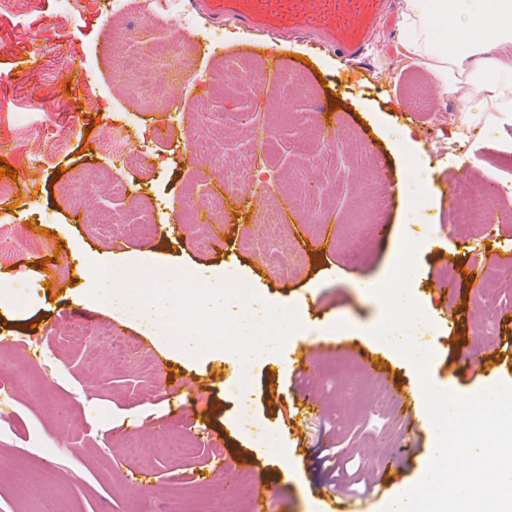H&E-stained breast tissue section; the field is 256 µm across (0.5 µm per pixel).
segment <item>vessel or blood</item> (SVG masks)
<instances>
[{"label": "vessel or blood", "instance_id": "b4317fda", "mask_svg": "<svg viewBox=\"0 0 512 512\" xmlns=\"http://www.w3.org/2000/svg\"><path fill=\"white\" fill-rule=\"evenodd\" d=\"M213 21L231 18L272 33L317 37L358 59L383 14V0H194Z\"/></svg>", "mask_w": 512, "mask_h": 512}]
</instances>
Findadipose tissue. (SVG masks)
<instances>
[{
  "mask_svg": "<svg viewBox=\"0 0 512 512\" xmlns=\"http://www.w3.org/2000/svg\"><path fill=\"white\" fill-rule=\"evenodd\" d=\"M490 23V38L472 30ZM400 43L405 57L428 69L442 99L480 107L466 110L477 126L487 112L512 118V0H401Z\"/></svg>",
  "mask_w": 512,
  "mask_h": 512,
  "instance_id": "obj_1",
  "label": "adipose tissue"
}]
</instances>
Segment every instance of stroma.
Returning a JSON list of instances; mask_svg holds the SVG:
<instances>
[{
	"instance_id": "35a3bbf8",
	"label": "stroma",
	"mask_w": 512,
	"mask_h": 512,
	"mask_svg": "<svg viewBox=\"0 0 512 512\" xmlns=\"http://www.w3.org/2000/svg\"><path fill=\"white\" fill-rule=\"evenodd\" d=\"M98 7L99 0H80L71 13L65 0H0V155L19 172L0 178V225L20 235L0 260V284L23 300L16 317L0 316V368L15 372L14 391L0 404V512H248L242 500L207 498L217 454L229 480L244 476L253 491L272 496L274 512H325L329 484L317 465L324 448L337 451L348 494H362L376 477L375 461L399 451L406 456L401 487L414 486L435 453L436 432L429 418L408 421L400 406H370V393L389 383L408 391L422 383L410 360L372 338L383 309L361 288L388 275L404 240L446 233L448 250L418 251L411 288L433 321L417 341L431 356L429 378L460 396L512 380V320L499 316L512 309V287L500 285L490 314L479 280L464 275L512 253V172L492 160L512 125L476 128L468 161L433 156L424 139L430 108L456 113L463 105L441 99L431 74L406 61L393 21L356 70L332 49L298 42L278 47L291 65L277 71L266 57L239 52L265 33L202 19L185 51L190 73L203 78L195 85L180 73L181 59L139 53L144 30L180 31L176 8L146 17L139 0H128L125 14L111 19ZM32 58L38 67H28ZM229 62L264 66L281 97L225 87ZM80 70L88 87L76 93L67 74ZM145 73L167 90V111L146 107ZM322 111L328 120H319ZM159 119L169 137L154 135ZM123 124L151 179L101 149ZM406 130L430 174L422 202L398 189L408 159L393 142ZM191 144L201 160H191ZM243 152L255 154L257 165L241 198L224 179ZM461 178L476 188L506 183L492 237L450 223L441 190ZM32 180L34 195L26 191ZM379 182L391 189L380 213L372 195ZM215 191L224 194V209L210 222L224 227L220 245L205 243L208 224L185 217ZM148 206L156 231L131 232ZM375 219L388 225L387 236L366 237ZM326 225L335 232L327 242ZM465 239L469 249L457 248ZM142 255L192 267L204 279L216 272L242 279L257 297L298 309L302 327L286 352L260 354L246 366L230 353L187 360L162 347L149 326L74 303L91 264ZM51 256L57 268L49 285L38 260ZM439 279L456 283L454 296L437 292ZM332 336L355 352L319 350ZM301 342L316 355L299 390L285 362ZM361 349L381 360L385 376L368 370ZM468 360L477 371L465 368ZM305 396L322 413L292 425ZM133 416L144 419L142 429H129ZM78 442L84 450L76 455ZM144 451L148 489L130 480L132 458Z\"/></svg>"
}]
</instances>
